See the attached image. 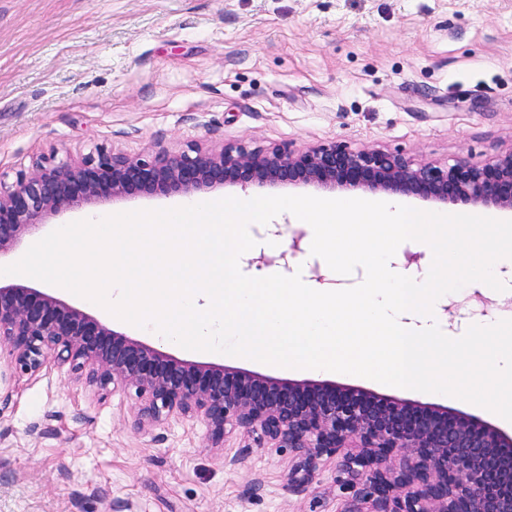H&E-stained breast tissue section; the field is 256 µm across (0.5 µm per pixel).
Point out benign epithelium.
<instances>
[{"label": "benign epithelium", "instance_id": "obj_1", "mask_svg": "<svg viewBox=\"0 0 512 512\" xmlns=\"http://www.w3.org/2000/svg\"><path fill=\"white\" fill-rule=\"evenodd\" d=\"M225 183L306 185L417 196L512 213V143L485 162L411 160L330 142L305 149L242 143L159 148L129 157L100 150L54 158L0 183V257L41 228L39 216L103 194L197 197ZM23 375L68 364L89 387L135 397L138 424L170 414L201 419L212 447L239 432L288 454V486L335 474L336 512H512V432L456 409L323 381H290L174 358L35 288L0 281V346Z\"/></svg>", "mask_w": 512, "mask_h": 512}]
</instances>
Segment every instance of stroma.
<instances>
[{
  "label": "stroma",
  "instance_id": "obj_1",
  "mask_svg": "<svg viewBox=\"0 0 512 512\" xmlns=\"http://www.w3.org/2000/svg\"><path fill=\"white\" fill-rule=\"evenodd\" d=\"M339 142L420 160H487L512 142V0H0V177L42 157L106 147L137 156L190 143L299 150ZM178 195L90 200L45 217L41 235L91 216L190 205ZM241 272L301 275L321 288L361 283L311 253L288 212L249 225ZM19 283L48 289L19 276ZM51 290V289H48ZM53 296L176 358L285 380L309 369L187 350L63 289ZM512 315V293L462 288L437 318L449 331ZM339 386L417 399L494 424L464 400L328 372ZM244 438L211 447L178 414L146 429L132 396L94 395L68 365L0 387V512H334L323 470L297 494L287 458Z\"/></svg>",
  "mask_w": 512,
  "mask_h": 512
}]
</instances>
